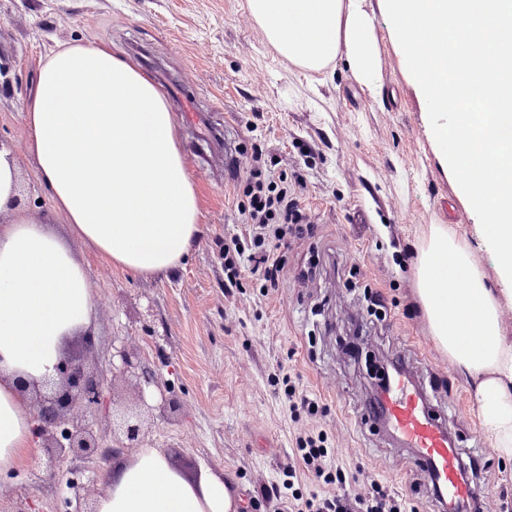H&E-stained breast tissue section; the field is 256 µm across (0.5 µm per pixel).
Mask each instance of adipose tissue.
<instances>
[{
	"instance_id": "adipose-tissue-1",
	"label": "adipose tissue",
	"mask_w": 512,
	"mask_h": 512,
	"mask_svg": "<svg viewBox=\"0 0 512 512\" xmlns=\"http://www.w3.org/2000/svg\"><path fill=\"white\" fill-rule=\"evenodd\" d=\"M362 0H249L269 43L311 71L346 55L366 87L377 75L373 20ZM35 176L74 236L136 276L176 269L199 236L200 211L156 87L123 58L76 43L49 57L25 105ZM432 334L477 381L482 430L512 458V346L500 306L467 249L435 225L418 265ZM84 266L48 224L17 216L0 225V469L34 446L20 384L55 373L68 342L93 333ZM97 512H237L223 472L183 476L159 448L141 449L107 476Z\"/></svg>"
}]
</instances>
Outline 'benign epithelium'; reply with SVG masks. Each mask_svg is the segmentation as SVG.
<instances>
[{
    "instance_id": "obj_1",
    "label": "benign epithelium",
    "mask_w": 512,
    "mask_h": 512,
    "mask_svg": "<svg viewBox=\"0 0 512 512\" xmlns=\"http://www.w3.org/2000/svg\"><path fill=\"white\" fill-rule=\"evenodd\" d=\"M58 390L50 396L41 394L38 386L27 387L21 393L29 396L34 408L36 438L50 464L55 465L68 456L85 459L102 447L101 437L85 420L67 418L75 406L91 412L99 404L106 378L103 373L87 370L76 359L66 356L56 366ZM112 374L136 378L141 403L154 396L158 387L155 376L141 366L138 358L125 345H112ZM125 447H138L143 428L133 415L123 422Z\"/></svg>"
}]
</instances>
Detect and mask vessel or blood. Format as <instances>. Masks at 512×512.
<instances>
[{
	"instance_id": "b4317fda",
	"label": "vessel or blood",
	"mask_w": 512,
	"mask_h": 512,
	"mask_svg": "<svg viewBox=\"0 0 512 512\" xmlns=\"http://www.w3.org/2000/svg\"><path fill=\"white\" fill-rule=\"evenodd\" d=\"M381 403L382 422L414 448L427 483L438 488L442 501L464 499L475 503L481 499V487L464 474L459 452L449 437L451 419L431 406L407 370L394 375Z\"/></svg>"
}]
</instances>
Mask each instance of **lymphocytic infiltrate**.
Instances as JSON below:
<instances>
[{
  "label": "lymphocytic infiltrate",
  "mask_w": 512,
  "mask_h": 512,
  "mask_svg": "<svg viewBox=\"0 0 512 512\" xmlns=\"http://www.w3.org/2000/svg\"><path fill=\"white\" fill-rule=\"evenodd\" d=\"M233 187L246 233L224 241V286L238 287L245 263L251 262L262 269L263 291L276 289L288 264L289 251L316 231L299 201L307 187L306 177L298 170L288 179L274 175L263 147L255 144L244 176L237 178ZM327 442L325 429L313 425L302 429L295 438L299 467L311 472L327 488L345 485L346 475L335 464ZM296 469L288 467L285 480L269 490L271 496L287 499L288 512H403L401 499L373 480L353 495L326 491L303 496L295 486Z\"/></svg>",
  "instance_id": "f902f5d3"
}]
</instances>
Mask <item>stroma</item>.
Listing matches in <instances>:
<instances>
[{
    "instance_id": "1",
    "label": "stroma",
    "mask_w": 512,
    "mask_h": 512,
    "mask_svg": "<svg viewBox=\"0 0 512 512\" xmlns=\"http://www.w3.org/2000/svg\"><path fill=\"white\" fill-rule=\"evenodd\" d=\"M383 0H363L374 18L379 88L370 92L345 56L309 71L280 55L253 19L248 0H0V144L20 173L15 213L69 228L54 213L34 175L25 104L37 71L61 47L104 46L143 73L159 91L193 92L188 123L175 138L195 186L201 234L175 275L132 276L79 240L71 245L88 271L94 296L91 344L73 338L67 352L92 371L112 370V341L120 339L152 371L176 403L165 414L143 410V447L165 449L173 464L196 476L200 464L223 472L241 500L239 512H288L263 497L292 463L293 421L270 378L291 374L300 391L325 410L313 424L327 429L331 452L349 478L347 492L374 479L402 497L405 512H440L410 449L372 423L365 407L377 364L404 358L435 409L458 419V448L479 454L477 479L486 512H512V459L502 460L484 435L475 382L434 342L418 295L417 252L435 224L447 226L471 254L488 287L500 288L494 253L453 175L442 167L429 132L427 107L390 33ZM316 147L301 156L296 142ZM265 145L275 174L306 169L302 204L314 238L288 255L273 294L261 295L257 275L243 270L242 286L224 292V239L241 232L224 153ZM465 209L452 224L445 202ZM320 277L294 272L310 253ZM377 280L388 312L356 333L360 292L344 285L350 267ZM133 380L115 377L107 402L91 416L105 442L114 420L137 407ZM134 449L113 447L94 459L68 457L47 471L40 449L0 473V512H75L68 483L89 487L87 506L107 491L102 476Z\"/></svg>"
}]
</instances>
